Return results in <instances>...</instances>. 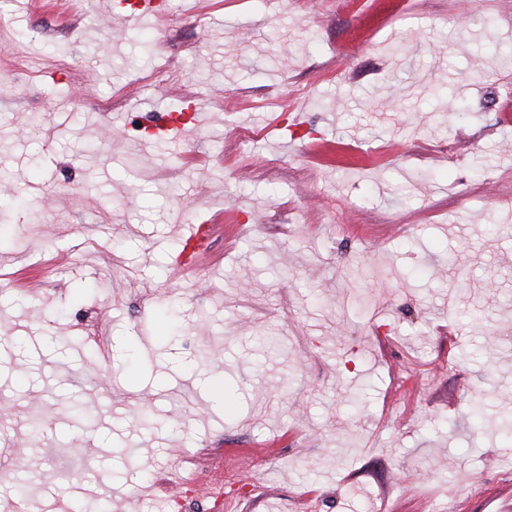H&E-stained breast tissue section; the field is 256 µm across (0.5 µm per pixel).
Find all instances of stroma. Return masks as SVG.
I'll return each instance as SVG.
<instances>
[{
    "instance_id": "stroma-1",
    "label": "stroma",
    "mask_w": 512,
    "mask_h": 512,
    "mask_svg": "<svg viewBox=\"0 0 512 512\" xmlns=\"http://www.w3.org/2000/svg\"><path fill=\"white\" fill-rule=\"evenodd\" d=\"M170 3L141 44L103 0H0V485L31 479L29 512H512V0ZM184 96L183 134H129ZM222 209L180 276L177 223Z\"/></svg>"
}]
</instances>
